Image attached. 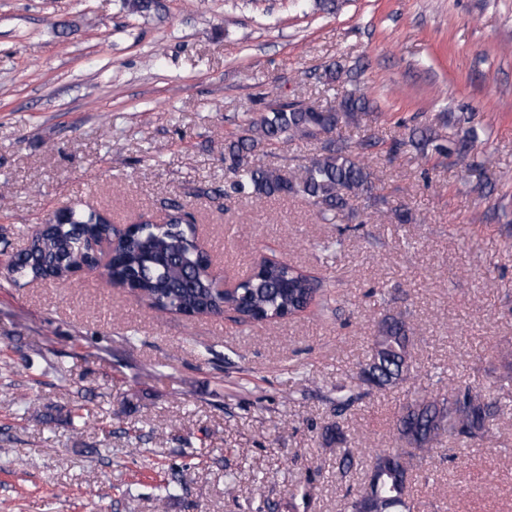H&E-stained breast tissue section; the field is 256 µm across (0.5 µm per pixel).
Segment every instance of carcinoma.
Returning a JSON list of instances; mask_svg holds the SVG:
<instances>
[{
	"label": "carcinoma",
	"instance_id": "1",
	"mask_svg": "<svg viewBox=\"0 0 512 512\" xmlns=\"http://www.w3.org/2000/svg\"><path fill=\"white\" fill-rule=\"evenodd\" d=\"M133 15L150 16L163 9L161 0H125ZM369 101L357 90L348 91L327 106L302 100L278 103L250 117L241 131L224 140V196L254 199L301 195L317 209L323 221L332 224L336 214L347 209L351 198L373 188L372 174L359 159V152L377 144L362 136L350 145L340 139L342 126L360 129L368 115ZM293 140L320 141V154L290 178L277 169L256 162L261 149ZM476 140L469 131L459 140L440 143L434 132L411 131L393 139L391 152L412 147L425 152L433 146L439 153H463ZM167 224H135L119 236L112 277L127 284L159 313L219 315L230 308L245 319L272 323L302 311L322 285L298 272L286 261L262 259L233 291L213 287L214 272L208 270L207 254L199 248L187 225L192 215L177 200ZM50 226L31 236L28 249L6 266L10 276L40 279L59 284L70 279L74 269L90 261L91 243L110 240L112 223L100 215L67 208L48 220ZM411 327L397 317H386L373 337L371 354L360 365L358 383L350 389L336 388L333 401L340 417L370 392L385 390L413 378L409 351ZM498 413L496 403L469 387H454L445 394L427 392L403 406L396 422L398 440L407 451L383 450L370 460L366 486L346 494L342 512H410L412 459L424 458L445 437L480 445L491 433Z\"/></svg>",
	"mask_w": 512,
	"mask_h": 512
}]
</instances>
